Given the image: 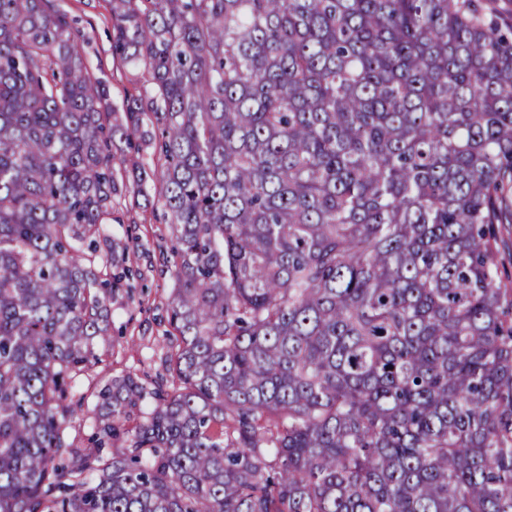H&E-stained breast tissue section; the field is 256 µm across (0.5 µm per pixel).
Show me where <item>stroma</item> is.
I'll list each match as a JSON object with an SVG mask.
<instances>
[{"label":"stroma","instance_id":"stroma-1","mask_svg":"<svg viewBox=\"0 0 512 512\" xmlns=\"http://www.w3.org/2000/svg\"><path fill=\"white\" fill-rule=\"evenodd\" d=\"M86 40L83 56L90 74L109 91V107L121 112L133 93L134 68L112 53L111 0H54ZM134 158L148 176L144 184L129 178L131 164L115 162L113 174L124 185L113 204L99 246L109 259V271L119 279L108 302L112 349L83 377L85 394H93L107 379L133 372L150 380L164 372L165 336L171 333L168 307L174 288L173 233L152 172L160 161L151 142L139 144Z\"/></svg>","mask_w":512,"mask_h":512}]
</instances>
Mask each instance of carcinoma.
<instances>
[{
  "label": "carcinoma",
  "instance_id": "cac0c4a2",
  "mask_svg": "<svg viewBox=\"0 0 512 512\" xmlns=\"http://www.w3.org/2000/svg\"><path fill=\"white\" fill-rule=\"evenodd\" d=\"M496 0H112L123 116L0 0V512H512ZM154 141L172 382L109 379L112 143ZM140 422L129 430L126 423Z\"/></svg>",
  "mask_w": 512,
  "mask_h": 512
}]
</instances>
